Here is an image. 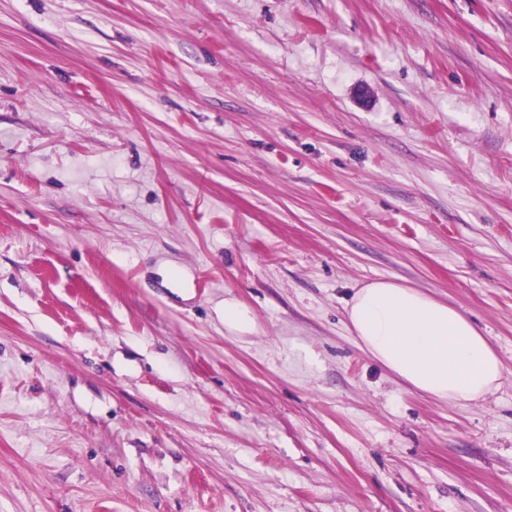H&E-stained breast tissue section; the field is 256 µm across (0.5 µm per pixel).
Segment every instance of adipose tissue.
I'll list each match as a JSON object with an SVG mask.
<instances>
[{
	"instance_id": "ef3b65f1",
	"label": "adipose tissue",
	"mask_w": 512,
	"mask_h": 512,
	"mask_svg": "<svg viewBox=\"0 0 512 512\" xmlns=\"http://www.w3.org/2000/svg\"><path fill=\"white\" fill-rule=\"evenodd\" d=\"M345 317L358 347L412 390L471 403L505 378L500 358L473 321L419 289L370 281L354 291Z\"/></svg>"
}]
</instances>
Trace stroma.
I'll return each mask as SVG.
<instances>
[{"mask_svg":"<svg viewBox=\"0 0 512 512\" xmlns=\"http://www.w3.org/2000/svg\"><path fill=\"white\" fill-rule=\"evenodd\" d=\"M381 278L498 391L360 350ZM0 512H512V0H0ZM345 317L357 346L412 390L471 403L505 378L500 358L473 321L417 288L372 280L354 291Z\"/></svg>","mask_w":512,"mask_h":512,"instance_id":"stroma-1","label":"stroma"}]
</instances>
